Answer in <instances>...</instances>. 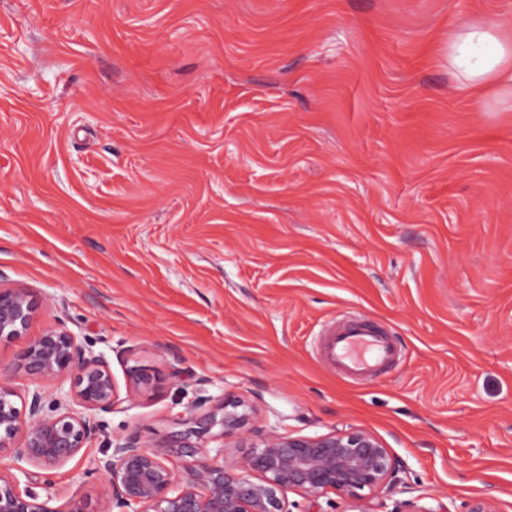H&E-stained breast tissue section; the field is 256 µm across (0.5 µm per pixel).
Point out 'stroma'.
I'll use <instances>...</instances> for the list:
<instances>
[{
  "mask_svg": "<svg viewBox=\"0 0 512 512\" xmlns=\"http://www.w3.org/2000/svg\"><path fill=\"white\" fill-rule=\"evenodd\" d=\"M476 18L512 36V0H0V286L119 396L52 488L33 469L51 507L226 394L374 434L434 512L512 504V100L447 52ZM353 319L395 348L359 378L322 354Z\"/></svg>",
  "mask_w": 512,
  "mask_h": 512,
  "instance_id": "stroma-1",
  "label": "stroma"
}]
</instances>
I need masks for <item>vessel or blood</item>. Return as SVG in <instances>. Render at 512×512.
Returning a JSON list of instances; mask_svg holds the SVG:
<instances>
[{
	"label": "vessel or blood",
	"instance_id": "b4317fda",
	"mask_svg": "<svg viewBox=\"0 0 512 512\" xmlns=\"http://www.w3.org/2000/svg\"><path fill=\"white\" fill-rule=\"evenodd\" d=\"M394 353L387 339L361 321L332 331L325 350L328 361L351 377L370 374Z\"/></svg>",
	"mask_w": 512,
	"mask_h": 512
}]
</instances>
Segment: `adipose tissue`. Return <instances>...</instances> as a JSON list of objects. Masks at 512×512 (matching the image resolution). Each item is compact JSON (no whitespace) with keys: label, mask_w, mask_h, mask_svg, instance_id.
Returning a JSON list of instances; mask_svg holds the SVG:
<instances>
[{"label":"adipose tissue","mask_w":512,"mask_h":512,"mask_svg":"<svg viewBox=\"0 0 512 512\" xmlns=\"http://www.w3.org/2000/svg\"><path fill=\"white\" fill-rule=\"evenodd\" d=\"M448 59L461 72L471 95L482 98L492 86L512 89V39L484 20L448 43Z\"/></svg>","instance_id":"adipose-tissue-1"}]
</instances>
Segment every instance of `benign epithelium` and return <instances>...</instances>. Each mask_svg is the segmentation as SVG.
Here are the masks:
<instances>
[{
	"label": "benign epithelium",
	"instance_id": "obj_1",
	"mask_svg": "<svg viewBox=\"0 0 512 512\" xmlns=\"http://www.w3.org/2000/svg\"><path fill=\"white\" fill-rule=\"evenodd\" d=\"M40 307L28 288H0V341L25 340L16 365L28 381L21 395L0 379V453L17 462L0 469V512H291L289 491L311 500L327 491L356 500L365 490L386 499L407 492L403 463L374 435L253 431L243 403L226 394L205 412L191 408L182 429L162 442L145 445L134 435L113 440L90 469L99 481L96 510L76 494L61 509L49 507L51 497L32 490L23 464L42 469L51 482L54 470L94 440L89 412H111L118 398L108 359L85 348L63 323L28 337ZM127 375L136 388L159 383L137 365ZM51 384L58 390L52 398ZM215 436L246 439L251 451L226 466V448L207 446ZM172 455L183 459L181 470L169 466Z\"/></svg>",
	"mask_w": 512,
	"mask_h": 512
}]
</instances>
